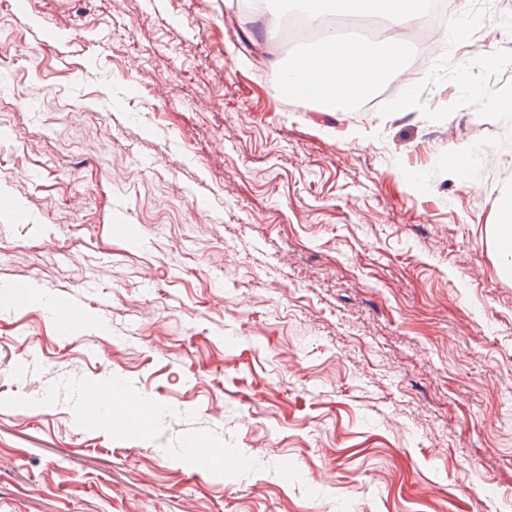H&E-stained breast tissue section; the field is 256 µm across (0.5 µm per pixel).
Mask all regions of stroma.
Listing matches in <instances>:
<instances>
[{"label": "stroma", "mask_w": 512, "mask_h": 512, "mask_svg": "<svg viewBox=\"0 0 512 512\" xmlns=\"http://www.w3.org/2000/svg\"><path fill=\"white\" fill-rule=\"evenodd\" d=\"M451 2L363 112L283 93L308 44L236 0L0 9V512H512V0ZM108 379L151 433L81 420ZM475 160L472 148L467 144L455 147L448 153V167L456 174L461 182L466 181V171ZM496 202L498 220L490 226L489 236L498 252L512 254V189H501ZM127 406L133 410L130 424L139 432H149L152 429L153 407L146 401H139L136 396L126 397Z\"/></svg>", "instance_id": "obj_1"}]
</instances>
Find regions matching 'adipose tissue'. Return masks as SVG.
Returning <instances> with one entry per match:
<instances>
[{"label":"adipose tissue","instance_id":"adipose-tissue-1","mask_svg":"<svg viewBox=\"0 0 512 512\" xmlns=\"http://www.w3.org/2000/svg\"><path fill=\"white\" fill-rule=\"evenodd\" d=\"M310 23L319 24L330 16L378 17L404 25L412 21L420 0H290ZM404 46L396 42L377 47L364 39L350 42L340 33L326 34L313 53L292 62V69H302L317 85L312 92L329 111L353 105L358 96L372 95L392 69L401 63Z\"/></svg>","mask_w":512,"mask_h":512}]
</instances>
